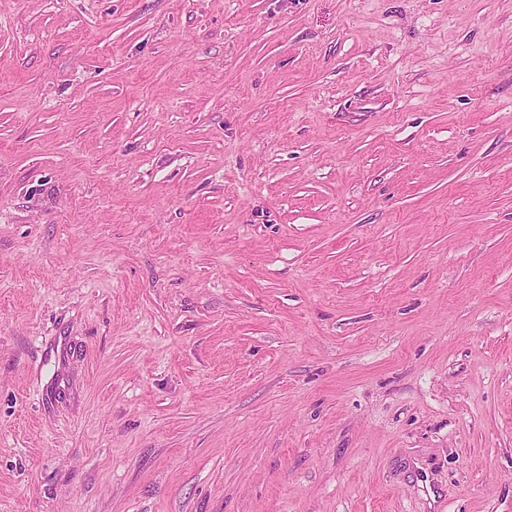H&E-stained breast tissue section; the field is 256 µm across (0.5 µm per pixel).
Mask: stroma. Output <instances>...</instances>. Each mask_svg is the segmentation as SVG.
Listing matches in <instances>:
<instances>
[{
	"label": "stroma",
	"instance_id": "stroma-1",
	"mask_svg": "<svg viewBox=\"0 0 512 512\" xmlns=\"http://www.w3.org/2000/svg\"><path fill=\"white\" fill-rule=\"evenodd\" d=\"M0 512H512V0H0Z\"/></svg>",
	"mask_w": 512,
	"mask_h": 512
}]
</instances>
